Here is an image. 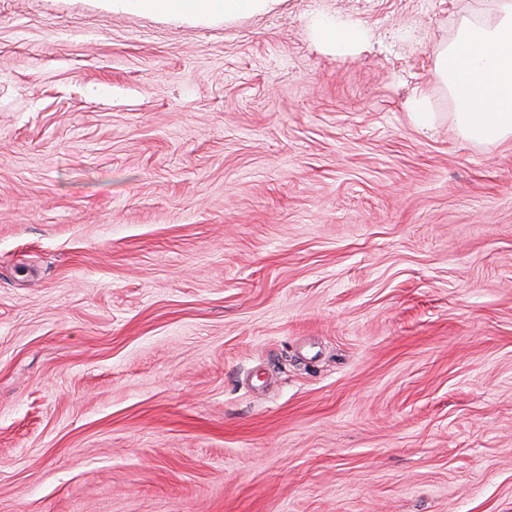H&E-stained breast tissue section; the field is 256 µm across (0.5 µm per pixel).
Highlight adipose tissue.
<instances>
[{"label": "adipose tissue", "mask_w": 512, "mask_h": 512, "mask_svg": "<svg viewBox=\"0 0 512 512\" xmlns=\"http://www.w3.org/2000/svg\"><path fill=\"white\" fill-rule=\"evenodd\" d=\"M279 0H112L113 8L173 17L233 18L272 10ZM436 74L449 86L466 138L487 144L512 136V0L498 21L465 27L437 49Z\"/></svg>", "instance_id": "obj_1"}]
</instances>
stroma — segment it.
Returning a JSON list of instances; mask_svg holds the SVG:
<instances>
[{
  "label": "stroma",
  "instance_id": "stroma-1",
  "mask_svg": "<svg viewBox=\"0 0 512 512\" xmlns=\"http://www.w3.org/2000/svg\"><path fill=\"white\" fill-rule=\"evenodd\" d=\"M498 5L0 0V512H512V138L434 53ZM278 2L280 0H113L112 9L198 19L224 14L226 20L270 11ZM315 34L341 54L347 53L364 37V32L358 26L340 20L318 21L315 25Z\"/></svg>",
  "mask_w": 512,
  "mask_h": 512
}]
</instances>
